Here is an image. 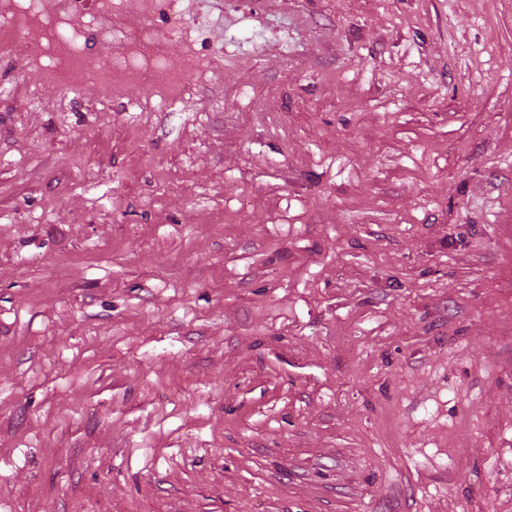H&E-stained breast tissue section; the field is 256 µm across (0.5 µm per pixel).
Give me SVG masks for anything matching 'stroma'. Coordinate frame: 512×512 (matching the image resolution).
Here are the masks:
<instances>
[{
  "label": "stroma",
  "mask_w": 512,
  "mask_h": 512,
  "mask_svg": "<svg viewBox=\"0 0 512 512\" xmlns=\"http://www.w3.org/2000/svg\"><path fill=\"white\" fill-rule=\"evenodd\" d=\"M47 14L123 72L0 51V512H512V0Z\"/></svg>",
  "instance_id": "35a3bbf8"
}]
</instances>
